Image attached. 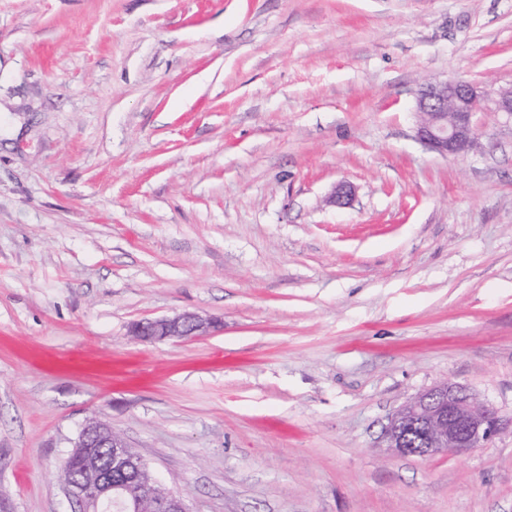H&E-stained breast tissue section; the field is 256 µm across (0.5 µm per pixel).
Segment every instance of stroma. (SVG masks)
Listing matches in <instances>:
<instances>
[{
	"label": "stroma",
	"mask_w": 512,
	"mask_h": 512,
	"mask_svg": "<svg viewBox=\"0 0 512 512\" xmlns=\"http://www.w3.org/2000/svg\"><path fill=\"white\" fill-rule=\"evenodd\" d=\"M446 79L477 153L416 137ZM509 89L512 0H0V512H76L91 418L191 512H512V431L383 438L449 380L512 417ZM213 322L192 313L147 319L134 324L132 333L141 341L172 340L195 336H206Z\"/></svg>",
	"instance_id": "35a3bbf8"
}]
</instances>
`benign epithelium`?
Segmentation results:
<instances>
[{
    "label": "benign epithelium",
    "instance_id": "obj_1",
    "mask_svg": "<svg viewBox=\"0 0 512 512\" xmlns=\"http://www.w3.org/2000/svg\"><path fill=\"white\" fill-rule=\"evenodd\" d=\"M483 98L474 84L462 80L428 83L419 89L415 111L423 120L417 137L431 150L462 156L478 145L473 122ZM213 322L192 313L147 319L134 324L141 341L206 336ZM512 429L493 406L480 401L465 387L447 381L413 397L390 418L384 431L386 447L400 456L432 457L448 451L482 448L496 435ZM74 455L85 479L67 486L80 512H141L146 503L152 512H189L181 492L159 494L157 480L128 479L132 469L146 467L135 458L126 440L101 421L90 419L73 442ZM107 448L110 470L102 466L97 449Z\"/></svg>",
    "mask_w": 512,
    "mask_h": 512
}]
</instances>
